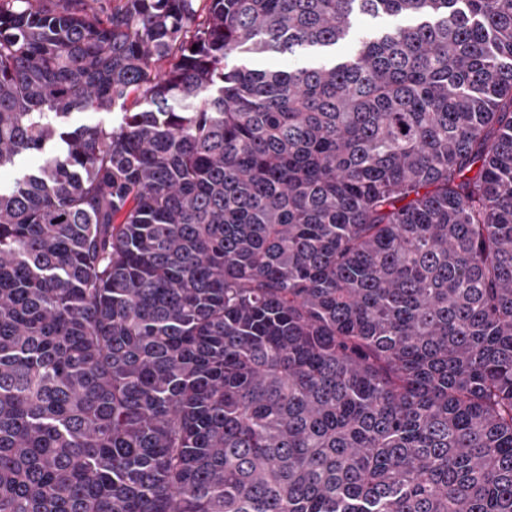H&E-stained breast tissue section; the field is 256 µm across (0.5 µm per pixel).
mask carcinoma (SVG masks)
I'll list each match as a JSON object with an SVG mask.
<instances>
[{"mask_svg": "<svg viewBox=\"0 0 512 512\" xmlns=\"http://www.w3.org/2000/svg\"><path fill=\"white\" fill-rule=\"evenodd\" d=\"M24 153L0 512H512V0H0ZM410 20L406 17H384L372 19L370 17H361L355 24L354 33L350 38L336 46L335 54L337 56L345 55L351 47L357 42L360 35L368 33L379 27H392L399 24H407ZM251 67L259 69H292L297 66L305 65L310 61V57L301 56H290L272 54L262 57L249 58L247 59ZM121 112H123V110L120 108V105H115L108 111H86L75 113L71 123L74 126L100 124L106 128H112V126L115 127L120 122Z\"/></svg>", "mask_w": 512, "mask_h": 512, "instance_id": "cac0c4a2", "label": "carcinoma"}]
</instances>
